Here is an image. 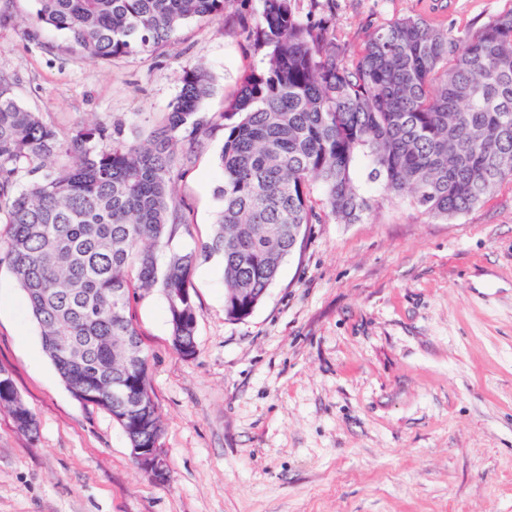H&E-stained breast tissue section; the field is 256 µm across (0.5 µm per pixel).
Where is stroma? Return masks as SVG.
Instances as JSON below:
<instances>
[{
  "mask_svg": "<svg viewBox=\"0 0 512 512\" xmlns=\"http://www.w3.org/2000/svg\"><path fill=\"white\" fill-rule=\"evenodd\" d=\"M0 74L20 102L61 130L122 119L126 131L167 112L183 69L204 63L213 91L192 160L176 172L181 222L171 250L215 228L224 183L223 113L264 52L245 31L260 0H228L175 45L93 63L59 33L26 31L33 0H0ZM346 60L376 27L422 17L458 36L512 0H331ZM373 210L317 221L253 314L224 315L220 256L190 279L196 353L171 345L160 290L130 314L149 356L170 479L153 482L122 428L76 400L0 263V366L38 423L20 434L0 413V512H512V181L444 221L410 199L364 186Z\"/></svg>",
  "mask_w": 512,
  "mask_h": 512,
  "instance_id": "35a3bbf8",
  "label": "stroma"
}]
</instances>
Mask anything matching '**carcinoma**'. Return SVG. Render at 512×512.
<instances>
[{
	"instance_id": "obj_1",
	"label": "carcinoma",
	"mask_w": 512,
	"mask_h": 512,
	"mask_svg": "<svg viewBox=\"0 0 512 512\" xmlns=\"http://www.w3.org/2000/svg\"><path fill=\"white\" fill-rule=\"evenodd\" d=\"M297 0H261L255 28L269 48L230 104L220 160L222 202L200 253L224 263L227 319H247L304 241L316 217L351 224L371 209L356 184L406 196L431 217L451 220L512 180V11L459 37L420 17L372 31L354 62L336 42L330 11L303 20ZM36 27L64 33L93 62L147 53L175 42L193 20L224 14L227 0H34ZM162 116L128 137L120 121L61 132L11 95L0 77V241L25 293L45 352L68 390L112 413V388L128 383L126 435L149 448L163 435L148 383L149 359L129 313L137 291L161 290L175 352L196 353L199 313L190 272L196 253L156 250L176 232L175 172L191 159L184 142L204 121L208 70L183 71ZM23 190H18L22 181ZM0 409L19 432L34 415L0 367Z\"/></svg>"
}]
</instances>
